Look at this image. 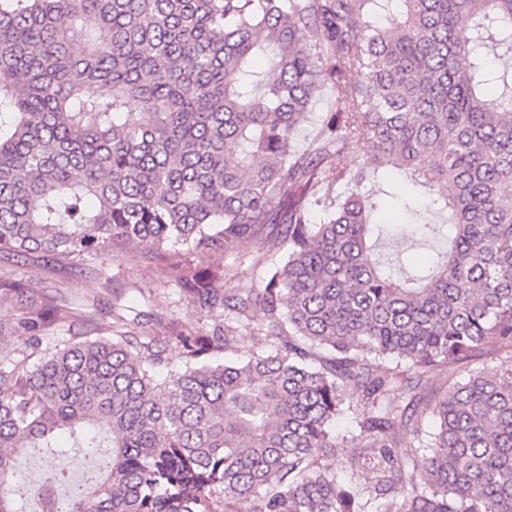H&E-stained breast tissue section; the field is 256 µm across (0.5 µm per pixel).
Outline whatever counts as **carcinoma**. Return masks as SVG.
Masks as SVG:
<instances>
[{
  "mask_svg": "<svg viewBox=\"0 0 512 512\" xmlns=\"http://www.w3.org/2000/svg\"><path fill=\"white\" fill-rule=\"evenodd\" d=\"M511 52L512 0H0V252L147 250L215 317L177 367L131 331L42 347L63 299L0 322L29 333L0 355V512H512ZM392 169L428 189L416 273L361 191ZM247 241L257 284L191 263ZM242 329L258 350L232 360ZM476 351L499 364L427 398ZM69 446L112 465L22 483L16 456ZM331 108H335V100L331 98L329 92L325 90L316 98L307 121L300 128L294 140V146L298 150H302L306 147L307 143L316 131L317 124L320 123L319 120L321 119L323 112H329Z\"/></svg>",
  "mask_w": 512,
  "mask_h": 512,
  "instance_id": "obj_1",
  "label": "carcinoma"
}]
</instances>
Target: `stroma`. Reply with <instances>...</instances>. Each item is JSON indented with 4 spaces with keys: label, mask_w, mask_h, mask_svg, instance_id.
I'll return each instance as SVG.
<instances>
[{
    "label": "stroma",
    "mask_w": 512,
    "mask_h": 512,
    "mask_svg": "<svg viewBox=\"0 0 512 512\" xmlns=\"http://www.w3.org/2000/svg\"><path fill=\"white\" fill-rule=\"evenodd\" d=\"M98 266L110 271V288H102L97 280L94 269ZM5 278L22 282L37 293H61L76 312L81 311L87 299L97 298L96 323L105 333L112 328V304L116 301L126 306V318L152 314L174 321L176 330L186 333L208 329L213 324L211 316L188 304L159 259L116 254L98 259L93 265L83 262L61 266L43 258L0 254V280Z\"/></svg>",
    "instance_id": "35a3bbf8"
}]
</instances>
